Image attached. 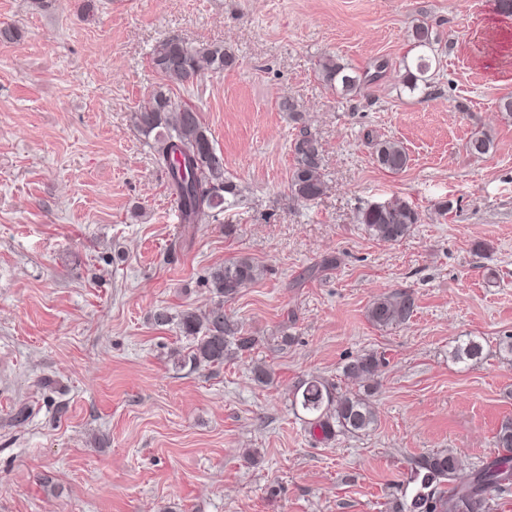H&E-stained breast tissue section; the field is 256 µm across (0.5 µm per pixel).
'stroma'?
I'll list each match as a JSON object with an SVG mask.
<instances>
[{"label": "stroma", "instance_id": "35a3bbf8", "mask_svg": "<svg viewBox=\"0 0 512 512\" xmlns=\"http://www.w3.org/2000/svg\"><path fill=\"white\" fill-rule=\"evenodd\" d=\"M420 21L439 42L412 92L401 77ZM3 25L19 36L0 43V512H394L422 455L466 470L499 455L512 419V117L499 109L512 16L496 0H0ZM166 36L236 59L171 89L244 190L210 224H181L131 123L162 82L150 52ZM326 55L387 68L345 96L318 75ZM304 124L326 182L307 204L289 190ZM482 135L490 151L471 154ZM378 139L400 141L407 168L381 169ZM394 197L419 222L384 244L358 214ZM241 255L263 274L224 311L258 344L177 368L193 339L154 312L205 310L207 272ZM395 291L412 294L410 318L373 325L369 305ZM471 337L475 365L452 356ZM363 354L383 360L375 424L311 435L295 386L359 390L343 369ZM258 364L272 384L252 381Z\"/></svg>", "mask_w": 512, "mask_h": 512}]
</instances>
